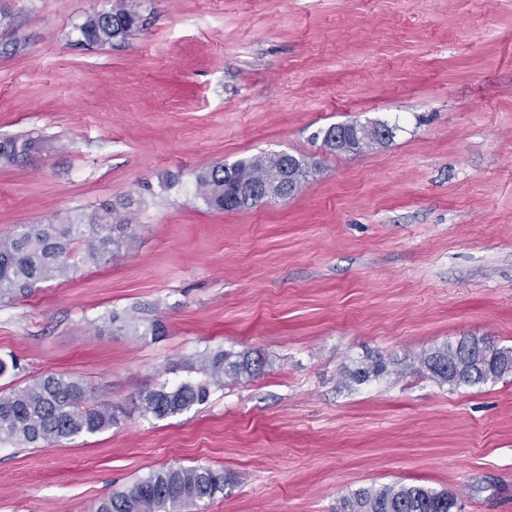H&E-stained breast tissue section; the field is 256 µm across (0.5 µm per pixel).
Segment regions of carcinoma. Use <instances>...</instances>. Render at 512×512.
Segmentation results:
<instances>
[{
    "label": "carcinoma",
    "mask_w": 512,
    "mask_h": 512,
    "mask_svg": "<svg viewBox=\"0 0 512 512\" xmlns=\"http://www.w3.org/2000/svg\"><path fill=\"white\" fill-rule=\"evenodd\" d=\"M138 0H117L108 11L87 16L78 27L77 40L103 46L138 28ZM355 123L328 127L324 146L338 154L366 151L353 137ZM49 147L44 138L27 135L0 140V161L17 163ZM305 156L273 153L213 165L195 176L194 198L216 211L238 209L237 188L257 183L271 198L292 195L309 173ZM132 225L108 204L90 213L56 216L45 224H25L0 236V304L27 297L39 284L69 277L78 264L98 265L122 247ZM512 347H498L483 337L463 336L424 355L420 366L441 384L459 387L495 382L512 369ZM458 370L448 375V361ZM189 369L207 382L184 381L139 393L133 410L144 419H163L189 411L206 402L210 387L224 386L251 374L254 361L246 352L221 349L200 355ZM382 358L348 376L361 383L386 372ZM126 409L92 401L90 387L65 373H48L23 386L0 391V443L41 447L93 435L117 427ZM232 480L222 469L205 466H172L148 473L131 486L114 490L95 503L92 512H194L200 503L224 494ZM457 497L447 490L404 483L359 489L342 499L336 512H454Z\"/></svg>",
    "instance_id": "cac0c4a2"
}]
</instances>
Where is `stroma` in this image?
Instances as JSON below:
<instances>
[{"label": "stroma", "instance_id": "1", "mask_svg": "<svg viewBox=\"0 0 512 512\" xmlns=\"http://www.w3.org/2000/svg\"><path fill=\"white\" fill-rule=\"evenodd\" d=\"M113 3L0 0V139L51 142L0 163V235L127 201L133 228L0 305V386L62 372L127 407L201 380L208 349L261 366L181 415L1 443L0 512H90L178 465L233 474L203 512H336L395 482L512 512V380L416 371L463 335L512 347V0H140L139 30L77 44ZM377 121L395 137L358 155L316 137ZM268 153L316 169L254 208L195 199L198 172ZM132 310L164 335L102 319Z\"/></svg>", "mask_w": 512, "mask_h": 512}]
</instances>
